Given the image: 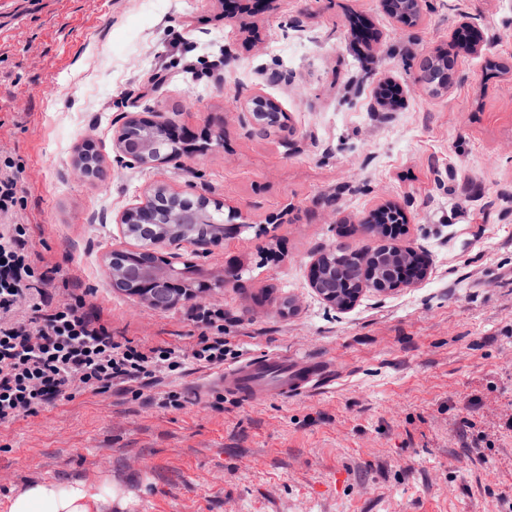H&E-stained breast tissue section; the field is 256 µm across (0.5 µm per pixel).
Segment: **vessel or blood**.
<instances>
[{"label": "vessel or blood", "instance_id": "1", "mask_svg": "<svg viewBox=\"0 0 512 512\" xmlns=\"http://www.w3.org/2000/svg\"><path fill=\"white\" fill-rule=\"evenodd\" d=\"M309 368L305 358L289 359L268 354L224 367L209 379L207 386L254 401L273 395L284 399L310 389L312 376Z\"/></svg>", "mask_w": 512, "mask_h": 512}]
</instances>
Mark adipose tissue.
I'll list each match as a JSON object with an SVG mask.
<instances>
[{
  "label": "adipose tissue",
  "mask_w": 512,
  "mask_h": 512,
  "mask_svg": "<svg viewBox=\"0 0 512 512\" xmlns=\"http://www.w3.org/2000/svg\"><path fill=\"white\" fill-rule=\"evenodd\" d=\"M112 497L82 482L62 485L48 480L27 483L8 499V512H107Z\"/></svg>",
  "instance_id": "ef3b65f1"
}]
</instances>
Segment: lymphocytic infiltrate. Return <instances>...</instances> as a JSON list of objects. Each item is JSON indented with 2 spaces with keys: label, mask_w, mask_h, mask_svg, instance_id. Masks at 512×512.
<instances>
[{
  "label": "lymphocytic infiltrate",
  "mask_w": 512,
  "mask_h": 512,
  "mask_svg": "<svg viewBox=\"0 0 512 512\" xmlns=\"http://www.w3.org/2000/svg\"><path fill=\"white\" fill-rule=\"evenodd\" d=\"M203 332L185 348L112 334L100 310L44 264L24 224H0V425L40 415L78 393L142 395L188 364L224 365V309L192 306Z\"/></svg>",
  "instance_id": "f902f5d3"
}]
</instances>
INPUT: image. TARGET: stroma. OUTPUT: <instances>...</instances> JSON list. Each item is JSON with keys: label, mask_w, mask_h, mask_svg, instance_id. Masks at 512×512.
Listing matches in <instances>:
<instances>
[{"label": "stroma", "mask_w": 512, "mask_h": 512, "mask_svg": "<svg viewBox=\"0 0 512 512\" xmlns=\"http://www.w3.org/2000/svg\"><path fill=\"white\" fill-rule=\"evenodd\" d=\"M0 0V166L13 221L118 337L190 346L188 302L158 312L105 271L128 248L116 218L157 184L238 212L204 255L224 307L225 364L276 352L319 368L308 393L253 403L207 391L195 366L142 397L82 393L0 426V512L29 480L95 484L112 512H512V0H423L404 26L381 0ZM470 26L479 52L456 34ZM455 60L442 92L420 79ZM401 91L382 107L379 85ZM286 127L255 133L254 96ZM160 108L215 140L161 169L118 160L112 129ZM101 168L76 170L85 139ZM399 206L419 283L327 303L310 266L366 244L360 224ZM238 287L219 281L227 262ZM474 427L462 419L469 400ZM10 164L0 170V212L7 214L16 203L17 181Z\"/></svg>", "instance_id": "obj_1"}]
</instances>
